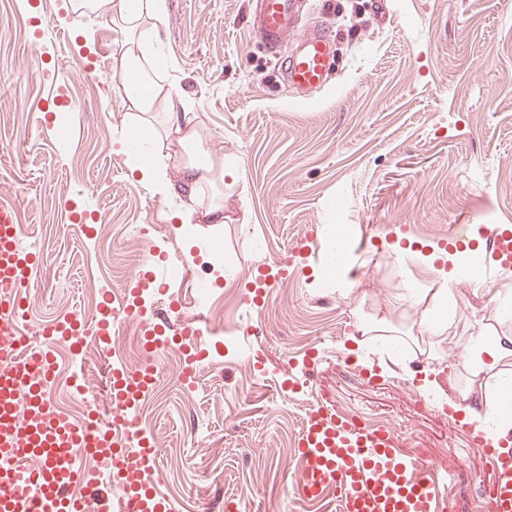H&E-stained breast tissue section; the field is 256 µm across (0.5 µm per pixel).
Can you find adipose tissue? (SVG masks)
<instances>
[{
	"instance_id": "adipose-tissue-1",
	"label": "adipose tissue",
	"mask_w": 512,
	"mask_h": 512,
	"mask_svg": "<svg viewBox=\"0 0 512 512\" xmlns=\"http://www.w3.org/2000/svg\"><path fill=\"white\" fill-rule=\"evenodd\" d=\"M69 8L86 17L87 30L107 23L121 31L114 62L127 78L123 86L125 98L136 114L138 130L155 142L152 160L136 162L135 168L156 195L174 197L168 148L177 144L186 197L178 201L176 208L180 223H192L193 202L200 186L235 179L237 171L205 150V136L196 124L195 114L157 73L158 59L152 53V42L156 36L154 24L164 17L165 0H69ZM466 360L474 374L498 379L502 365L512 362V336L474 339L467 348Z\"/></svg>"
}]
</instances>
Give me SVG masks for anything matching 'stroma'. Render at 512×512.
Instances as JSON below:
<instances>
[{"label": "stroma", "instance_id": "stroma-1", "mask_svg": "<svg viewBox=\"0 0 512 512\" xmlns=\"http://www.w3.org/2000/svg\"><path fill=\"white\" fill-rule=\"evenodd\" d=\"M66 4L0 0V204L39 244L35 323L91 317L151 248L191 252L173 204L133 174L121 131L134 119L112 61L119 31L81 44ZM166 9L161 75L237 177L223 187V223L195 227L200 244L223 246L221 285L206 294L230 331L229 365L189 388L175 350L157 353L170 370L149 405L162 423L161 493L173 512H333L302 500L291 458L315 407L385 426L447 479L446 512H483V451L418 374L455 382L454 399L478 384L466 345L512 336L499 314L512 270L479 287L458 279L448 333L432 336L423 314L438 274L389 237L435 247L450 224L512 225V0H306L300 27H327L335 49L326 83L308 92L285 83L258 42L249 0ZM76 209L103 215L97 235L72 224ZM336 226L363 249L331 283L310 260L264 309L225 298L306 232ZM313 348L321 358L309 366Z\"/></svg>", "mask_w": 512, "mask_h": 512}]
</instances>
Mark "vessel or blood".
Segmentation results:
<instances>
[{
  "label": "vessel or blood",
  "mask_w": 512,
  "mask_h": 512,
  "mask_svg": "<svg viewBox=\"0 0 512 512\" xmlns=\"http://www.w3.org/2000/svg\"><path fill=\"white\" fill-rule=\"evenodd\" d=\"M251 26L264 48L277 57L290 86L309 91L322 86L331 69L333 44L328 28L297 26L300 0H252ZM295 38L288 56L280 49ZM23 228L13 206H0V512H93L106 500L97 474L78 468L75 455L82 452L111 458L112 478L124 495L120 512H170L171 506L148 476L155 455L146 443L130 447L122 434L135 425V410L154 391L157 371L154 355L167 339L156 324L144 323L141 300L145 292L165 280L168 257L142 269L128 283L124 313L141 321L143 358L131 369L112 371L111 426L78 425L59 408L54 398L55 363L46 350H34L19 327L27 312L29 288L40 264L39 253L23 247ZM492 258L481 269L492 278L496 269L512 266V227L487 228ZM323 245L314 234L304 235L293 256H284L258 268L242 293L246 306L266 302L272 289L287 283L296 258L320 256ZM177 333L185 357L184 382L196 380L197 351L205 323L202 312L183 314ZM111 295H104L103 318L86 326L70 316L38 328L46 345L74 344L89 332L111 337L115 326ZM492 466L484 487L488 512H512V455H503L502 440L476 436ZM299 491L317 499L333 488L337 512H446L447 489L419 456L398 450L392 435L381 428L357 424L339 413L310 410L298 440Z\"/></svg>",
  "instance_id": "b4317fda"
}]
</instances>
